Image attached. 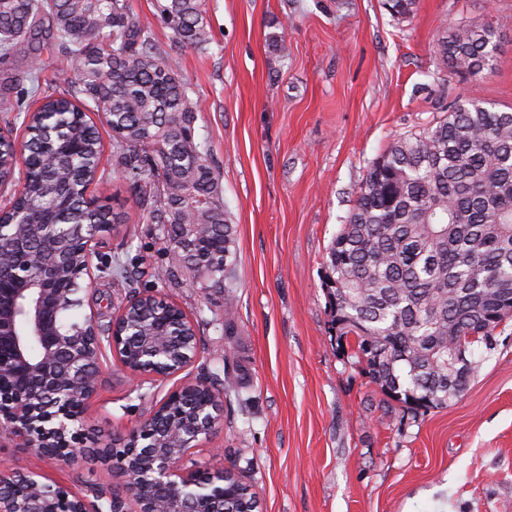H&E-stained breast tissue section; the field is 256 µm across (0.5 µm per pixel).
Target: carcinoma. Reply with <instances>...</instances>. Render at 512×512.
Listing matches in <instances>:
<instances>
[{
	"mask_svg": "<svg viewBox=\"0 0 512 512\" xmlns=\"http://www.w3.org/2000/svg\"><path fill=\"white\" fill-rule=\"evenodd\" d=\"M202 0H156L177 43H209ZM53 46L70 60L72 91H43L37 64ZM499 35L490 23L459 24L439 44L443 64L481 77L492 70ZM31 62L26 94L41 100L26 120L28 176L0 224L115 222L85 193L106 178L102 142L87 114H104L112 153L139 188L147 220L165 241L191 239L197 258L169 269L201 289L223 288L234 242L223 190L195 141L192 88L155 43L152 24L134 19L126 0H0V61ZM102 274L129 279L112 257ZM323 285L331 327L355 340L370 378L414 412L444 408L468 387L450 366L460 346L492 344L512 318V111L478 98L462 101L418 134L393 139L372 162L355 205L333 240ZM210 383L232 392L238 368Z\"/></svg>",
	"mask_w": 512,
	"mask_h": 512,
	"instance_id": "cac0c4a2",
	"label": "carcinoma"
}]
</instances>
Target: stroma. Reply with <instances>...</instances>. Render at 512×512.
<instances>
[{"instance_id":"stroma-1","label":"stroma","mask_w":512,"mask_h":512,"mask_svg":"<svg viewBox=\"0 0 512 512\" xmlns=\"http://www.w3.org/2000/svg\"><path fill=\"white\" fill-rule=\"evenodd\" d=\"M129 5L193 89L194 127L234 228V303L225 309L222 289L162 277L170 251L101 127L111 176L89 193L121 219L99 252L121 255L133 277L96 279L84 304L105 326L151 290L201 320V352L186 371L137 389L104 356L86 432L111 442L184 382L223 373L230 358L243 384L221 430L186 465L235 466L262 512H512V319L493 347L474 346L460 398L413 414L371 381L354 339L337 340L322 287L326 252L388 142L421 132L463 96L512 109V0H416L407 15L384 0H203V52L156 22L155 0ZM487 22L501 36L492 72L472 81L440 65L437 45L453 27ZM28 70L21 59L0 62V95L15 105L0 112V130L18 141L25 111L39 106L18 86ZM0 464L39 468L45 482L89 497L112 490L111 465L39 458L6 436Z\"/></svg>"}]
</instances>
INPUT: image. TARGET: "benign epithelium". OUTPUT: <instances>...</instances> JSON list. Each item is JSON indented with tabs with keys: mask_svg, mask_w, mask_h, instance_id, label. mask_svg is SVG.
I'll return each mask as SVG.
<instances>
[{
	"mask_svg": "<svg viewBox=\"0 0 512 512\" xmlns=\"http://www.w3.org/2000/svg\"><path fill=\"white\" fill-rule=\"evenodd\" d=\"M11 145L13 171L25 177L20 164L25 146L0 131ZM11 264L0 267V431L37 457L53 454L74 460L93 455L114 462L112 475L120 492L112 493V512H224L227 480L241 477L220 468L217 482L203 483L185 467L192 450L210 440L223 425L224 393L202 380L172 391L149 416L104 448H79L87 401L94 394L101 369L102 340L96 313L66 329L57 312L80 302L67 283L70 256L84 243L80 270L95 281L92 258L98 255L97 234L82 235L80 224L0 225ZM124 306L112 320L108 348L127 376L141 382L173 377L199 358L198 337L172 326L165 315L150 321ZM39 353H31V344ZM36 468L0 466V512H102L69 488L42 481Z\"/></svg>",
	"mask_w": 512,
	"mask_h": 512,
	"instance_id": "1",
	"label": "benign epithelium"
}]
</instances>
